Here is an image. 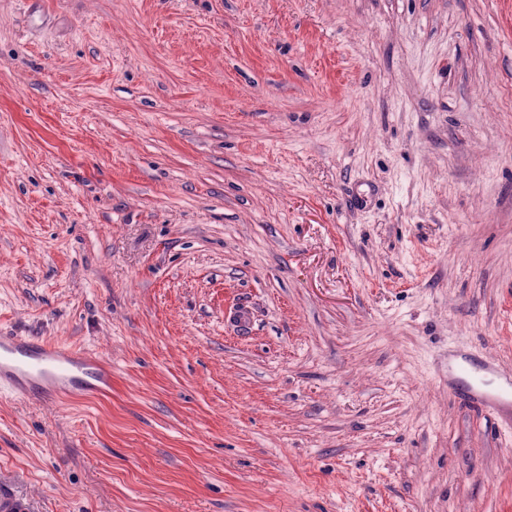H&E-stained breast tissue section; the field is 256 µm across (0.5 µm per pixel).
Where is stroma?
Returning a JSON list of instances; mask_svg holds the SVG:
<instances>
[{
	"mask_svg": "<svg viewBox=\"0 0 512 512\" xmlns=\"http://www.w3.org/2000/svg\"><path fill=\"white\" fill-rule=\"evenodd\" d=\"M22 512H512V0H0ZM20 380L43 385L58 398L106 389L112 371L93 355L50 342L34 346L26 336H0V388L26 395ZM462 395L465 401L477 410L488 415L499 413L501 406L509 402V397L502 393H491L482 391L476 386H462Z\"/></svg>",
	"mask_w": 512,
	"mask_h": 512,
	"instance_id": "obj_1",
	"label": "stroma"
}]
</instances>
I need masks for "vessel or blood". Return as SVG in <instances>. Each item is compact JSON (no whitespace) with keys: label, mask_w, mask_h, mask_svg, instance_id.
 <instances>
[{"label":"vessel or blood","mask_w":512,"mask_h":512,"mask_svg":"<svg viewBox=\"0 0 512 512\" xmlns=\"http://www.w3.org/2000/svg\"><path fill=\"white\" fill-rule=\"evenodd\" d=\"M45 386L50 396L76 395L110 387L112 372L93 355L74 353L50 342L32 344L27 337L0 336V388L22 393L23 382ZM465 401L488 415L498 414L507 398L475 386L462 389Z\"/></svg>","instance_id":"b4317fda"}]
</instances>
